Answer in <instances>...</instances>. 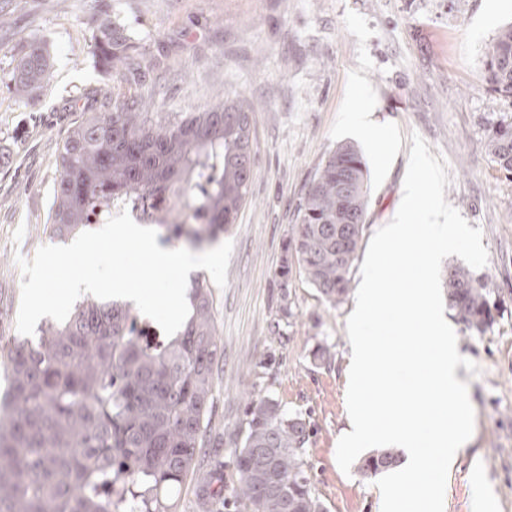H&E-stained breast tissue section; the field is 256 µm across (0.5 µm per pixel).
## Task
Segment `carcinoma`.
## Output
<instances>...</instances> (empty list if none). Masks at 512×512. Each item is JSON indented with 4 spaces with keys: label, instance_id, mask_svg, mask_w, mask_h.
Here are the masks:
<instances>
[{
    "label": "carcinoma",
    "instance_id": "1",
    "mask_svg": "<svg viewBox=\"0 0 512 512\" xmlns=\"http://www.w3.org/2000/svg\"><path fill=\"white\" fill-rule=\"evenodd\" d=\"M102 64L132 60L122 21L106 18L93 35ZM46 45L30 39L14 58L17 96L34 98L49 80ZM481 81L512 100V23L485 52ZM252 106L219 99L201 112H153L133 96L106 97L84 112L58 148L51 232L64 239L123 207L160 238L195 246L226 232L246 201L254 159L243 153L240 115ZM486 149L512 179V121ZM367 165L352 145L318 168L298 205L278 276L292 266L331 306L350 291L367 212ZM448 307L469 331L493 325L491 289L470 269L446 272ZM189 314L170 343L141 341L139 314L127 302L87 297L68 318L18 340L6 356L10 385L0 401V512H178V497L207 445L213 366L222 349L211 292L195 281ZM311 424L261 391L248 396L234 430V485L224 473L199 477L203 512H326L306 460ZM399 462L387 448L359 469L375 475Z\"/></svg>",
    "mask_w": 512,
    "mask_h": 512
}]
</instances>
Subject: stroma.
Returning a JSON list of instances; mask_svg holds the SVG:
<instances>
[{"mask_svg":"<svg viewBox=\"0 0 512 512\" xmlns=\"http://www.w3.org/2000/svg\"><path fill=\"white\" fill-rule=\"evenodd\" d=\"M108 16L131 25L145 66L115 71L93 58L91 35ZM511 22L512 0H0V394L9 386L3 358L20 337L16 260L55 242L58 145L75 119L94 111L104 91L153 96L164 112L245 97L254 107L255 165L246 202L220 236L233 244L227 285L194 272L211 289L224 345L210 441L195 465L232 476L229 434L247 393L260 389L309 415L307 460L327 512H378L375 477L343 474L336 462L355 299L333 307L299 272L284 285L276 273L299 200L330 152L348 143L366 161L368 241L401 204L416 133L447 164L446 201L481 229L489 255L481 274L500 300L484 334L457 330L461 355L480 372L462 375L475 426L467 457L448 473L445 512H471L475 461L492 491L490 512H512V180L485 148L512 119V102L479 80L486 46ZM31 38L46 43L53 75L28 101L15 95L9 71ZM366 102L397 131V154L351 130L349 112ZM286 304L292 317L282 313ZM320 344L329 364L313 362Z\"/></svg>","mask_w":512,"mask_h":512,"instance_id":"35a3bbf8","label":"stroma"}]
</instances>
